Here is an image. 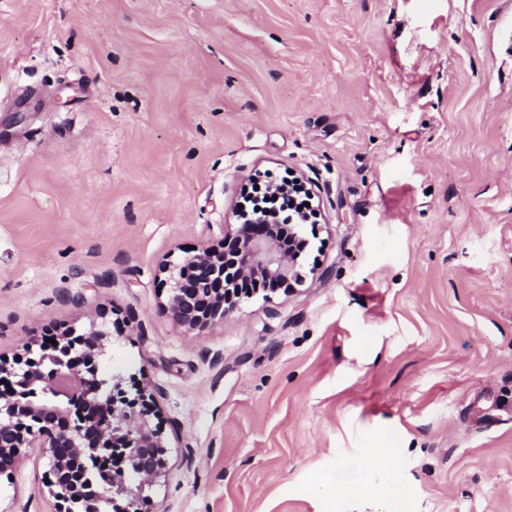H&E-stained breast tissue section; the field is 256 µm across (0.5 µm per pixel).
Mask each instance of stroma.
Here are the masks:
<instances>
[{
	"label": "stroma",
	"mask_w": 512,
	"mask_h": 512,
	"mask_svg": "<svg viewBox=\"0 0 512 512\" xmlns=\"http://www.w3.org/2000/svg\"><path fill=\"white\" fill-rule=\"evenodd\" d=\"M304 281L187 332L167 265L255 172ZM106 329L167 447L139 512H512V0H0V356ZM43 449L0 512H56ZM277 196V199H274ZM295 197H288L286 194L277 195L271 192L265 183H261V186H252L251 192L244 197V202L248 204L245 208L249 211H255L257 208L266 210H287L288 213L295 217L299 215V207L308 209V199L306 195L294 194ZM399 437L393 433L386 432L380 441L368 448V465L385 476L393 478L396 474L395 448Z\"/></svg>",
	"instance_id": "obj_1"
}]
</instances>
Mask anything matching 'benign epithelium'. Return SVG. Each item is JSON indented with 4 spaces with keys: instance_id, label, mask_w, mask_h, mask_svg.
I'll use <instances>...</instances> for the list:
<instances>
[{
    "instance_id": "7a95c632",
    "label": "benign epithelium",
    "mask_w": 512,
    "mask_h": 512,
    "mask_svg": "<svg viewBox=\"0 0 512 512\" xmlns=\"http://www.w3.org/2000/svg\"><path fill=\"white\" fill-rule=\"evenodd\" d=\"M236 228L226 249L201 247L182 262L168 266L164 310L192 332L217 316L235 310L254 295L242 293L224 301V279L255 278L269 287H294L303 282L299 256L285 251L278 239L279 214L235 213ZM105 333L90 327L68 330L41 344L39 358L17 373L0 357V457L19 461L20 448L38 445L49 459L47 487L57 512H132L164 468L162 429L143 405L140 384L121 378L104 388L96 356L104 349Z\"/></svg>"
}]
</instances>
